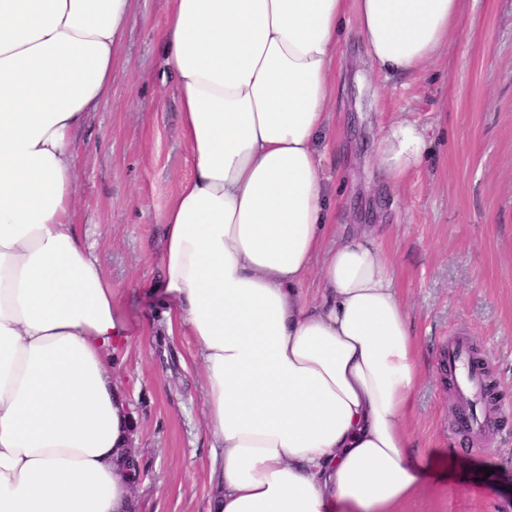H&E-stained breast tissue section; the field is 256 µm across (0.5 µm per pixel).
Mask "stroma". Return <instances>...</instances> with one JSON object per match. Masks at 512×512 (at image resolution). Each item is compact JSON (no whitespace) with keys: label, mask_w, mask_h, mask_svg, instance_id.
<instances>
[{"label":"stroma","mask_w":512,"mask_h":512,"mask_svg":"<svg viewBox=\"0 0 512 512\" xmlns=\"http://www.w3.org/2000/svg\"><path fill=\"white\" fill-rule=\"evenodd\" d=\"M172 0H137L107 96L76 135L70 220L115 289L132 336L112 377L136 421L146 476L141 512H208L211 438L192 336L169 327L153 287L162 216L193 168L180 103L163 78ZM331 120L319 137L336 204L330 236L368 224L394 261L423 376L412 450L423 472L400 512H512V0H464L440 58L412 74L371 72L354 31L333 70ZM427 132L428 152L399 189L372 164L382 128L399 117ZM472 338L497 418L492 452L450 423L461 407L440 371L448 339ZM491 468L481 477V468Z\"/></svg>","instance_id":"obj_1"}]
</instances>
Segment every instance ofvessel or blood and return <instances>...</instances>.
<instances>
[{
  "label": "vessel or blood",
  "instance_id": "b4317fda",
  "mask_svg": "<svg viewBox=\"0 0 512 512\" xmlns=\"http://www.w3.org/2000/svg\"><path fill=\"white\" fill-rule=\"evenodd\" d=\"M441 361L451 368L454 387L467 407L458 414L454 430L470 437L481 435L490 426L492 417L483 404L486 392L485 368L472 357L468 337L458 336L448 342L441 353Z\"/></svg>",
  "mask_w": 512,
  "mask_h": 512
}]
</instances>
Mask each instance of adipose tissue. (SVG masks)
Here are the masks:
<instances>
[{"instance_id": "ef3b65f1", "label": "adipose tissue", "mask_w": 512, "mask_h": 512, "mask_svg": "<svg viewBox=\"0 0 512 512\" xmlns=\"http://www.w3.org/2000/svg\"><path fill=\"white\" fill-rule=\"evenodd\" d=\"M132 8L0 0V512L133 498L113 464L132 417L105 365L130 329L69 221L74 137ZM461 15L462 0H172L166 70L193 171L162 217L159 287L203 367L210 512H398L418 489L409 314L367 225L328 242L317 145L346 27L374 70L409 74ZM426 142L393 121L377 171L399 187Z\"/></svg>"}]
</instances>
